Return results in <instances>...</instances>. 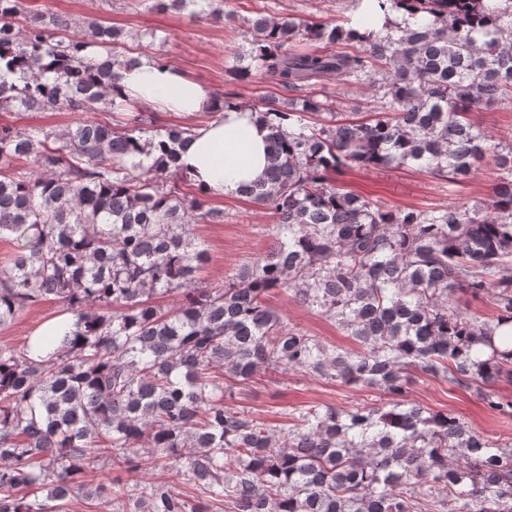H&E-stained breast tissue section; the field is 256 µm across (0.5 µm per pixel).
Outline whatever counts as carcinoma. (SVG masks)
<instances>
[{
  "mask_svg": "<svg viewBox=\"0 0 512 512\" xmlns=\"http://www.w3.org/2000/svg\"><path fill=\"white\" fill-rule=\"evenodd\" d=\"M223 0H156L159 9L232 18ZM411 26L261 16L234 79L289 91L327 79L367 84L379 104L353 117L313 90L254 107L268 130L263 178L240 191L269 208L268 251L214 286L190 226L222 223L190 195L180 164L191 126L157 125L118 92L127 34L25 0H0V112L60 107L63 128L0 124V326L60 301L73 331L46 358L0 346V512H68L81 496L115 512H512V447L461 418L406 398L411 371L475 388L512 414L494 384L512 353L492 343L512 321V140L471 112L512 105V0H378ZM303 41L323 49H295ZM337 44L351 51L326 52ZM109 112L102 123L83 117ZM485 162L497 182L484 208L394 210L343 191L353 167H417L462 183ZM495 290L496 314L458 292ZM291 293L360 349L290 327L267 298ZM180 303L164 308L158 296ZM304 371L375 389L380 407L302 406L275 433L228 405L266 370ZM160 481L92 485L90 466H141Z\"/></svg>",
  "mask_w": 512,
  "mask_h": 512,
  "instance_id": "1",
  "label": "carcinoma"
}]
</instances>
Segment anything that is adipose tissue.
<instances>
[{
	"label": "adipose tissue",
	"instance_id": "adipose-tissue-1",
	"mask_svg": "<svg viewBox=\"0 0 512 512\" xmlns=\"http://www.w3.org/2000/svg\"><path fill=\"white\" fill-rule=\"evenodd\" d=\"M120 85L125 96L162 111L212 113L194 127L181 155L188 175L211 195L238 193L263 176L266 131L250 110L217 108L205 86L164 61L141 60L123 72Z\"/></svg>",
	"mask_w": 512,
	"mask_h": 512
}]
</instances>
